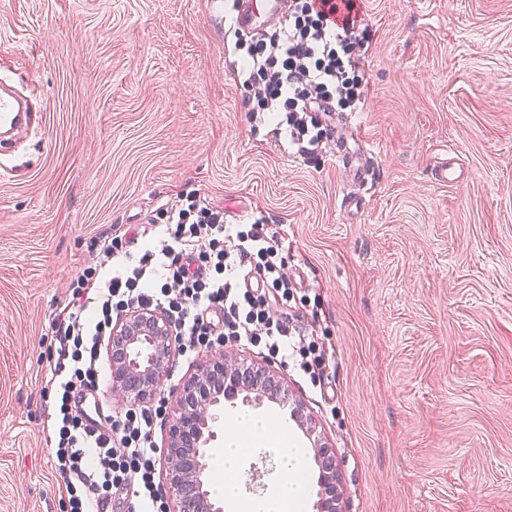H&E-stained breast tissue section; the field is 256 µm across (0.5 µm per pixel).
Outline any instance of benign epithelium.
I'll return each mask as SVG.
<instances>
[{
  "label": "benign epithelium",
  "instance_id": "obj_1",
  "mask_svg": "<svg viewBox=\"0 0 512 512\" xmlns=\"http://www.w3.org/2000/svg\"><path fill=\"white\" fill-rule=\"evenodd\" d=\"M112 391L145 403L154 399L170 376L175 358L173 333L155 310L123 316L112 331ZM282 384L268 366L244 370L242 362L210 357L197 372L172 389L165 416V478L161 490L169 512H223L208 489V446L216 437L215 413L225 402L250 407L281 402ZM311 461L317 473L315 512H339L336 507V461L332 448L312 443Z\"/></svg>",
  "mask_w": 512,
  "mask_h": 512
}]
</instances>
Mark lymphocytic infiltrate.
<instances>
[{
    "label": "lymphocytic infiltrate",
    "instance_id": "1",
    "mask_svg": "<svg viewBox=\"0 0 512 512\" xmlns=\"http://www.w3.org/2000/svg\"><path fill=\"white\" fill-rule=\"evenodd\" d=\"M346 8L337 20L314 0H288L278 25L234 35L231 68L249 93L251 129L271 128L289 153L305 157L319 149L322 115L364 107L367 23L353 0ZM139 235L134 252L128 228L112 226L51 325L55 352L42 382L54 399L53 463L65 512L168 510L156 481L162 406L108 408L95 418L83 407L85 392L103 383L101 350L112 345V326L130 310L164 313L184 359L251 346L311 384L325 376L323 346L290 324L294 284L276 228L260 218L226 223L222 209L191 191L151 211ZM252 277L260 287H247Z\"/></svg>",
    "mask_w": 512,
    "mask_h": 512
}]
</instances>
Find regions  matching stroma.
Wrapping results in <instances>:
<instances>
[{
    "instance_id": "stroma-1",
    "label": "stroma",
    "mask_w": 512,
    "mask_h": 512,
    "mask_svg": "<svg viewBox=\"0 0 512 512\" xmlns=\"http://www.w3.org/2000/svg\"><path fill=\"white\" fill-rule=\"evenodd\" d=\"M219 10L0 0V62L42 116L0 147V512H62L41 377L72 280L111 225L192 190L278 225L320 298L296 323L322 387L281 372L259 412L333 448L341 512H512V0H366V104L310 161L251 133Z\"/></svg>"
}]
</instances>
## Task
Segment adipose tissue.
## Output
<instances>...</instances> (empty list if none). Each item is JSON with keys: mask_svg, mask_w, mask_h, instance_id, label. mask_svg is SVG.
Returning a JSON list of instances; mask_svg holds the SVG:
<instances>
[{"mask_svg": "<svg viewBox=\"0 0 512 512\" xmlns=\"http://www.w3.org/2000/svg\"><path fill=\"white\" fill-rule=\"evenodd\" d=\"M273 419L242 411L231 418L224 434V446L217 456L214 488L225 504L226 512H294L305 487L302 481L305 451L289 443L286 434H274ZM278 439L282 445L281 468L287 474L264 500L252 501L242 497L237 481L244 450Z\"/></svg>", "mask_w": 512, "mask_h": 512, "instance_id": "1", "label": "adipose tissue"}]
</instances>
